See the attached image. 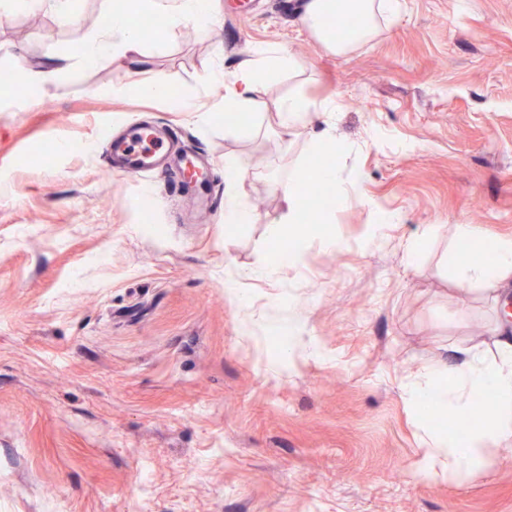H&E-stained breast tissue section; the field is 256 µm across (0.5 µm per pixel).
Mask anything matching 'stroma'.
Masks as SVG:
<instances>
[{"instance_id": "stroma-1", "label": "stroma", "mask_w": 512, "mask_h": 512, "mask_svg": "<svg viewBox=\"0 0 512 512\" xmlns=\"http://www.w3.org/2000/svg\"><path fill=\"white\" fill-rule=\"evenodd\" d=\"M112 2L64 21L0 0V71H59L49 92L0 89V512H512V443L467 473L423 463L438 425L403 393L460 348L496 352L501 303L449 265L472 253L453 225L512 236V0H403L346 56L310 37L302 0H212L209 33L143 38V72L83 58ZM266 44L296 70L240 114L261 135L225 132L224 89L201 78ZM155 76L172 96L132 91ZM292 89L328 103L341 154L264 125ZM140 121L208 156L209 204L168 173L111 171L113 135ZM329 159L363 197L290 225L296 266L243 278L272 249L273 181ZM228 160L254 215L230 232Z\"/></svg>"}]
</instances>
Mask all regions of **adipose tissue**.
<instances>
[{"label": "adipose tissue", "instance_id": "ef3b65f1", "mask_svg": "<svg viewBox=\"0 0 512 512\" xmlns=\"http://www.w3.org/2000/svg\"><path fill=\"white\" fill-rule=\"evenodd\" d=\"M140 8L159 14L168 23L189 22L202 31L211 23L205 0H126L125 4L113 6L100 31L88 37L83 47L85 60L92 62L115 54L131 63H142L141 38L134 20V13ZM400 10L401 0H305L302 20L314 40L331 54L341 56L373 40L379 31V20L398 14ZM340 11L357 14L361 19L359 27L341 41L336 40L328 27L329 20ZM293 66L292 57L280 46L268 45L240 60L231 79H224L219 69L204 75V82L220 80L224 83L225 130H232L231 119L235 114L254 108L258 95ZM273 120L285 135L312 129L310 151L335 153L339 150L330 130L325 128L319 133L313 130L315 123L327 125L330 121L326 103L300 93L284 96L275 103ZM244 175L239 164L230 162L224 167V224L229 228L253 219L251 210L243 206L238 194ZM307 179L325 183L333 190L322 213L328 222L334 220L338 207L362 194V173L347 176L336 166L310 171L296 166L287 178L275 183L286 209L278 224L271 228L273 236H281L284 225L299 223L306 204L301 185ZM488 247L494 254L493 261H485L479 255L454 259L450 265L451 277L460 285L482 291L503 292L512 287V237L495 238ZM496 348L497 354L490 361L473 349H462L460 362L440 365L425 384L410 387L409 394L415 403L449 409L463 419L471 415L474 395L487 393L494 401V417L474 424L465 437L435 433L427 445L426 458L443 455L453 466L473 470L481 465L479 452L485 439L512 441V336L498 339Z\"/></svg>", "mask_w": 512, "mask_h": 512}]
</instances>
